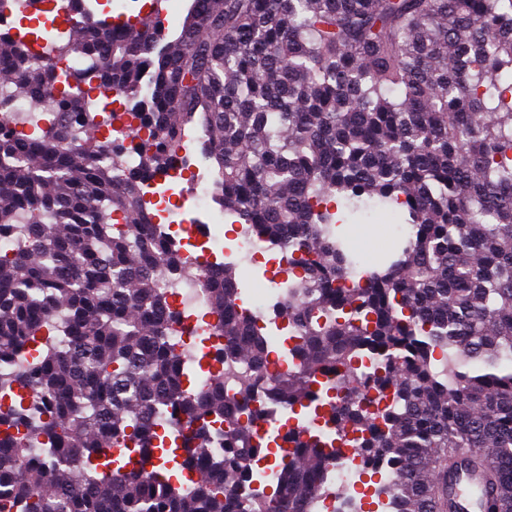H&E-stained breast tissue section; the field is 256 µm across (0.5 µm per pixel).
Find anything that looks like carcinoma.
Segmentation results:
<instances>
[{"instance_id":"1","label":"carcinoma","mask_w":512,"mask_h":512,"mask_svg":"<svg viewBox=\"0 0 512 512\" xmlns=\"http://www.w3.org/2000/svg\"><path fill=\"white\" fill-rule=\"evenodd\" d=\"M73 2L63 54L119 88L146 136L116 130L112 155L139 158L123 177L98 163V107L74 91L86 72L32 65L39 25L0 32V83L57 113L36 138L0 127V237L21 241L0 255V512H306L351 428L366 465L388 467L389 512H443L433 473L452 448L486 466L488 512H512V0H191L172 40ZM188 125L224 213L304 269L281 311L299 361L268 378L269 400L308 407L320 368L362 352L395 407L331 404L330 441L300 422L261 437L264 408L241 419L224 374L192 383L158 279L183 259L144 201ZM336 201L404 212L394 259L352 278ZM197 270L224 338L210 359L247 360L245 396L266 341L237 309L236 267ZM168 409L187 421L159 434Z\"/></svg>"}]
</instances>
